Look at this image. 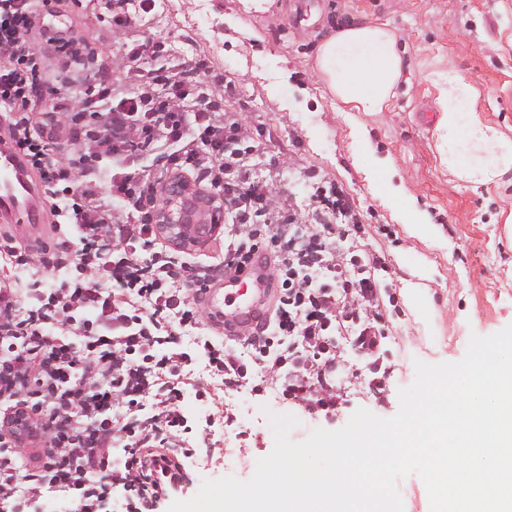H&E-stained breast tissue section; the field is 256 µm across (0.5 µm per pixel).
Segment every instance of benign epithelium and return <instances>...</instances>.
I'll list each match as a JSON object with an SVG mask.
<instances>
[{"label": "benign epithelium", "mask_w": 512, "mask_h": 512, "mask_svg": "<svg viewBox=\"0 0 512 512\" xmlns=\"http://www.w3.org/2000/svg\"><path fill=\"white\" fill-rule=\"evenodd\" d=\"M222 209L201 200L191 183L173 178L164 185L151 213L156 233L175 248L188 251L203 244L218 228Z\"/></svg>", "instance_id": "obj_1"}]
</instances>
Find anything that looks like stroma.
Masks as SVG:
<instances>
[{"mask_svg":"<svg viewBox=\"0 0 512 512\" xmlns=\"http://www.w3.org/2000/svg\"><path fill=\"white\" fill-rule=\"evenodd\" d=\"M173 11L137 24L142 42L165 38L185 60L205 55L212 69L235 87L224 107L247 115L246 133L256 149L252 168L302 223H311L312 196L333 185L350 203L356 240L338 243V258L358 256L378 285L384 339L375 357L359 352L351 324L337 334L338 358L329 377L347 398L336 419H313L278 398L249 388L226 395L236 421L215 427L216 444L198 448L212 463L188 471V492L206 479L249 480L252 460L274 446L270 414L298 420L293 441L317 428H342L365 408L390 417L398 392L412 385L415 363L462 359L471 334L492 335L512 324V173L500 185L473 188L442 165L435 125L438 75L455 70L472 83L484 124L512 139V0H266L245 9L242 0H174ZM105 0H69L66 22L82 30L94 51L111 59L116 38L98 20ZM364 23L395 33L403 62L397 97L381 112H352L313 72L319 44L337 30ZM289 105H282L281 89ZM387 162L395 185L413 198L420 224L400 223L373 190L369 173ZM264 442L240 455L236 435Z\"/></svg>","mask_w":512,"mask_h":512,"instance_id":"35a3bbf8","label":"stroma"}]
</instances>
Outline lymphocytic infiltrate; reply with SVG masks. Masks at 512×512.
<instances>
[{
	"mask_svg": "<svg viewBox=\"0 0 512 512\" xmlns=\"http://www.w3.org/2000/svg\"><path fill=\"white\" fill-rule=\"evenodd\" d=\"M155 3L106 0V29L120 47L112 66L89 71L84 38L55 24L64 0H0V111L14 114L9 132L61 233L35 261L0 238V258L30 275L24 288L0 280V505L11 512H38L59 496L76 512H107L117 492L129 495L126 512H148L184 492L165 452L189 429L184 392L208 398L247 385L260 396L273 382L302 413L325 417L343 398L327 371L342 321L355 326L360 351L381 348L374 280L336 260L337 237L361 231H335L346 212L339 191L317 187L325 221L295 232V213L273 203L247 164L254 147L243 114L205 91L206 60L186 63L166 42L135 35L134 10ZM149 52L161 66L146 61ZM60 141L76 151L58 154ZM150 155L228 198L223 265L193 269L158 244L141 210L152 173L140 161ZM132 207L141 211L135 222ZM267 248L278 259L279 306L248 337L244 357L203 337L196 292L218 268L241 269ZM47 272L57 287H42ZM105 279L115 288L103 290ZM182 336L196 337L202 372L177 349Z\"/></svg>",
	"mask_w": 512,
	"mask_h": 512,
	"instance_id": "lymphocytic-infiltrate-1",
	"label": "lymphocytic infiltrate"
}]
</instances>
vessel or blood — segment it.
I'll return each mask as SVG.
<instances>
[{"label": "vessel or blood", "instance_id": "b4317fda", "mask_svg": "<svg viewBox=\"0 0 512 512\" xmlns=\"http://www.w3.org/2000/svg\"><path fill=\"white\" fill-rule=\"evenodd\" d=\"M46 205L41 186L34 180L25 157L17 150L10 137H0V230L17 235L20 230L38 224ZM256 270L231 271L225 276L226 286L250 287L249 299L225 310L226 294L206 288L201 302L211 314L215 324L223 325L225 334L240 335L249 331L263 319L262 304L265 289L256 286Z\"/></svg>", "mask_w": 512, "mask_h": 512}]
</instances>
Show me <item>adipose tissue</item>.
<instances>
[{
    "label": "adipose tissue",
    "mask_w": 512,
    "mask_h": 512,
    "mask_svg": "<svg viewBox=\"0 0 512 512\" xmlns=\"http://www.w3.org/2000/svg\"><path fill=\"white\" fill-rule=\"evenodd\" d=\"M315 65L331 93L353 112L383 111L402 76L397 38L378 25L338 30L319 45ZM439 90L442 163L474 186L498 183L512 172V140L482 123L473 108L474 89L457 72H449Z\"/></svg>",
    "instance_id": "ef3b65f1"
}]
</instances>
